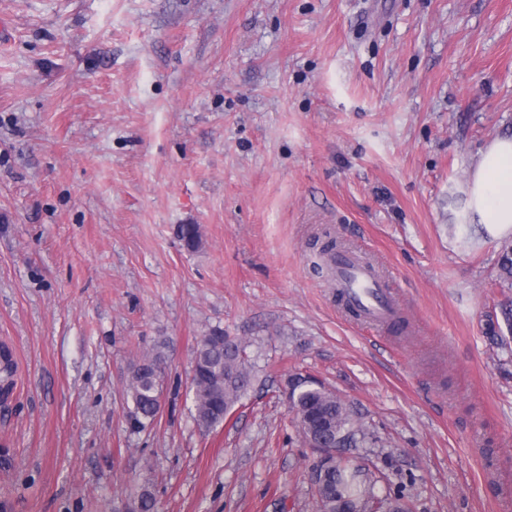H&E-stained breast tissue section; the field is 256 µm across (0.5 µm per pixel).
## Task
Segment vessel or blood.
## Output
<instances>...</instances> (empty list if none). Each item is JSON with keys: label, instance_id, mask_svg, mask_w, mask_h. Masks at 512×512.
I'll return each instance as SVG.
<instances>
[{"label": "vessel or blood", "instance_id": "obj_1", "mask_svg": "<svg viewBox=\"0 0 512 512\" xmlns=\"http://www.w3.org/2000/svg\"><path fill=\"white\" fill-rule=\"evenodd\" d=\"M347 308L369 324L387 326L403 313V306L376 271L351 250L329 258Z\"/></svg>", "mask_w": 512, "mask_h": 512}]
</instances>
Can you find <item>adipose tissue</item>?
I'll list each match as a JSON object with an SVG mask.
<instances>
[{
  "label": "adipose tissue",
  "mask_w": 512,
  "mask_h": 512,
  "mask_svg": "<svg viewBox=\"0 0 512 512\" xmlns=\"http://www.w3.org/2000/svg\"><path fill=\"white\" fill-rule=\"evenodd\" d=\"M468 206L491 238L512 236V136L495 138L472 170Z\"/></svg>",
  "instance_id": "ef3b65f1"
}]
</instances>
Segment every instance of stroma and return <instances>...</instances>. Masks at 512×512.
<instances>
[{"label":"stroma","mask_w":512,"mask_h":512,"mask_svg":"<svg viewBox=\"0 0 512 512\" xmlns=\"http://www.w3.org/2000/svg\"><path fill=\"white\" fill-rule=\"evenodd\" d=\"M0 512H317L300 375L369 433L412 512H512V299L468 215L512 136V0H0ZM182 224L199 227L187 248ZM330 231L386 276L395 330L310 267ZM221 329L251 384L202 431ZM162 354L134 433L135 365ZM163 360L161 355L146 358L134 369L129 396L132 407H128L127 422L132 430H143L154 423L161 407V376Z\"/></svg>","instance_id":"1"}]
</instances>
